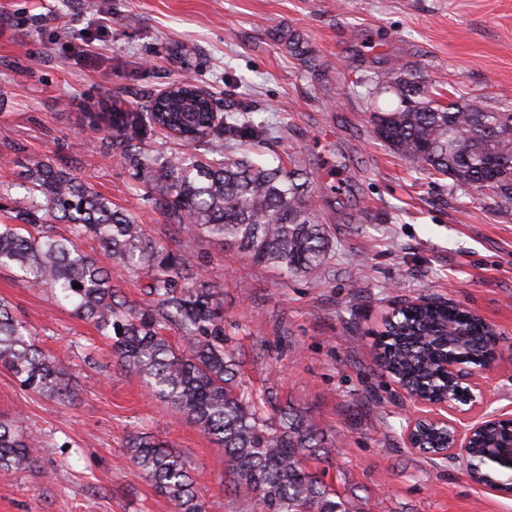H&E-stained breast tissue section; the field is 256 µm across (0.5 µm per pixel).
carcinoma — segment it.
Wrapping results in <instances>:
<instances>
[{
  "label": "carcinoma",
  "instance_id": "1",
  "mask_svg": "<svg viewBox=\"0 0 512 512\" xmlns=\"http://www.w3.org/2000/svg\"><path fill=\"white\" fill-rule=\"evenodd\" d=\"M277 41L306 72L317 77L315 50L299 31L281 29ZM366 90L369 121L390 148L430 175L453 185L482 190L487 181L512 179V112L469 109L446 99L420 70L398 60L357 78ZM194 105L199 133L183 136L184 150L160 152L140 146L115 119L105 141L147 187V201L165 223L193 230L217 244H235L254 264L282 277L311 273L334 253L326 225L308 207L310 179L296 164L267 165L237 146H258L280 128L258 122L233 104L216 118L209 101L183 80L170 95L149 96L142 118L167 138L186 124L182 109ZM9 191L11 223L0 224V267L17 271L22 282L51 292L78 318L92 323L121 365L138 375L150 393L224 448V475L230 488L253 494L263 512H359L307 466L311 457H329L324 435L306 412L276 405L239 378L241 353L224 331V292L184 255L147 236L137 217L116 207L70 171L49 159L30 160ZM65 224L69 234L58 232ZM97 244L95 254L81 242ZM136 276L143 298L124 295L114 271ZM80 288L75 289L73 285ZM468 333L472 354L490 351L489 332L464 309L409 307L385 324V368L426 392L447 389L437 372L434 326ZM0 366L24 388L63 401L70 374L62 361L36 343L10 303L0 300ZM501 425L476 442L482 475L502 487L506 474L483 463L487 445L505 439ZM43 447L40 436L15 419H0V472L30 467ZM133 463L153 482L173 512H204L190 466L168 445L134 436Z\"/></svg>",
  "mask_w": 512,
  "mask_h": 512
}]
</instances>
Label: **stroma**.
<instances>
[{"label":"stroma","instance_id":"35a3bbf8","mask_svg":"<svg viewBox=\"0 0 512 512\" xmlns=\"http://www.w3.org/2000/svg\"><path fill=\"white\" fill-rule=\"evenodd\" d=\"M284 26L307 35L322 75L280 49L272 34ZM395 58L474 104H512V0H0V187L18 162L50 159L204 269L224 291L227 334L248 354L243 380L303 408L335 441L311 467L365 512H512V496L407 448L415 408L377 363L383 321L401 303L459 302L498 333L477 398L512 418V208L453 188L375 136L351 80ZM188 77L217 106L242 102L256 120L287 122L259 152L306 167L336 244L326 266L284 281L237 248L174 232L103 149L110 125L87 113L137 112ZM0 299L75 388L71 401L50 399L0 367V417L22 416L46 442L29 468L0 472V512H171L129 458L127 440L141 433L189 462L206 512H254L249 496L225 492L222 449L156 400L90 322L8 268Z\"/></svg>","mask_w":512,"mask_h":512}]
</instances>
